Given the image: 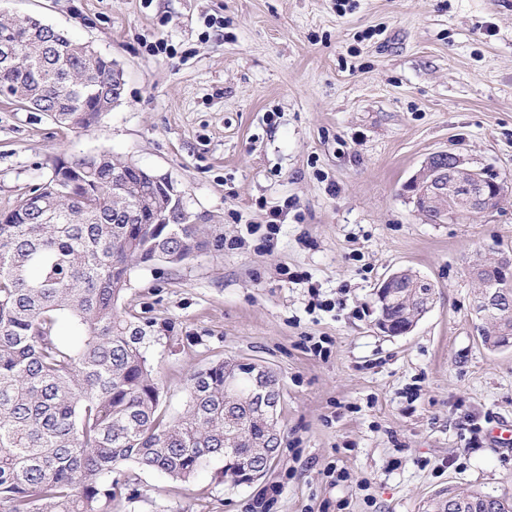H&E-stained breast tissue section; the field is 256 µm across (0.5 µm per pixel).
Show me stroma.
I'll list each match as a JSON object with an SVG mask.
<instances>
[{
  "mask_svg": "<svg viewBox=\"0 0 512 512\" xmlns=\"http://www.w3.org/2000/svg\"><path fill=\"white\" fill-rule=\"evenodd\" d=\"M0 12L91 45L125 81L85 132L0 96V212L58 157L108 151L165 177L187 223L224 234L186 263L130 272L125 303L174 326L153 358L167 414L217 360L267 366L283 387L266 476L233 488L216 483L218 462L189 483L144 472L119 512H423L457 487L512 495V449L470 444L473 428L512 422V350L482 344L468 274L489 246L512 251V0H0ZM440 150L502 180L495 209L423 221L404 187ZM400 267L435 300L390 336L374 290Z\"/></svg>",
  "mask_w": 512,
  "mask_h": 512,
  "instance_id": "stroma-1",
  "label": "stroma"
}]
</instances>
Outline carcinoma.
<instances>
[{
    "label": "carcinoma",
    "mask_w": 512,
    "mask_h": 512,
    "mask_svg": "<svg viewBox=\"0 0 512 512\" xmlns=\"http://www.w3.org/2000/svg\"><path fill=\"white\" fill-rule=\"evenodd\" d=\"M18 45L0 60V89L58 126L99 123L87 72L112 95L111 58L91 61L61 31L30 35L0 16V38ZM66 99L71 111L53 112ZM141 168L102 151L57 158L51 175L0 214V512H115L140 497L142 471L188 482L220 460L221 481L238 485L235 466L271 467L268 421L254 402L228 400L217 361L187 383V408H161L163 386L150 350L173 340L167 320L118 310L133 266L182 264L224 242L220 225L172 224L166 195L141 187ZM432 290L418 279L396 314ZM69 334H61L62 322ZM426 512H512V497L459 488Z\"/></svg>",
    "instance_id": "obj_1"
}]
</instances>
